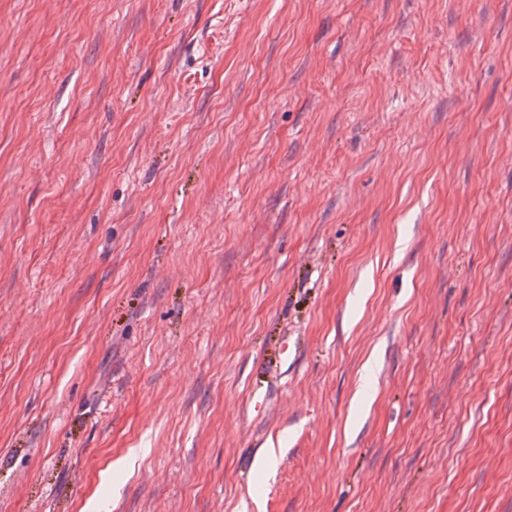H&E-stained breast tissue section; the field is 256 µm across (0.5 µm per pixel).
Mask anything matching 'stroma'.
Here are the masks:
<instances>
[{"label": "stroma", "mask_w": 512, "mask_h": 512, "mask_svg": "<svg viewBox=\"0 0 512 512\" xmlns=\"http://www.w3.org/2000/svg\"><path fill=\"white\" fill-rule=\"evenodd\" d=\"M0 512H512V0H0Z\"/></svg>", "instance_id": "1"}]
</instances>
